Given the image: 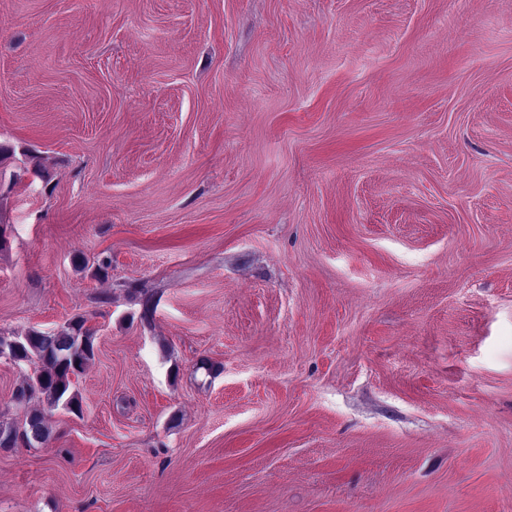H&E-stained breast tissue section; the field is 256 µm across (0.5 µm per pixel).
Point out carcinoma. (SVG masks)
Masks as SVG:
<instances>
[{
    "mask_svg": "<svg viewBox=\"0 0 512 512\" xmlns=\"http://www.w3.org/2000/svg\"><path fill=\"white\" fill-rule=\"evenodd\" d=\"M94 336L88 318L80 315L54 332L32 329L22 338L0 336V346L10 345L13 359L33 366V373L17 388V404L26 407V415L20 425L0 420V448H7L20 438L30 446L47 440L49 429L44 410L29 407L34 400L50 408L61 405L80 412L79 397L70 392L71 382L93 359Z\"/></svg>",
    "mask_w": 512,
    "mask_h": 512,
    "instance_id": "carcinoma-1",
    "label": "carcinoma"
}]
</instances>
